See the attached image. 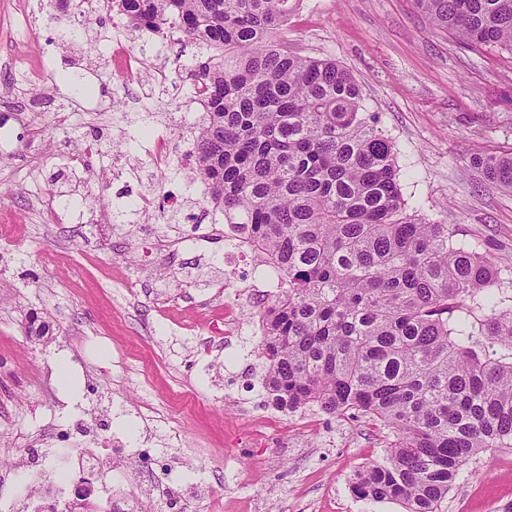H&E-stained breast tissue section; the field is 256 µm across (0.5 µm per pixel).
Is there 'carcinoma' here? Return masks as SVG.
<instances>
[{"label": "carcinoma", "mask_w": 512, "mask_h": 512, "mask_svg": "<svg viewBox=\"0 0 512 512\" xmlns=\"http://www.w3.org/2000/svg\"><path fill=\"white\" fill-rule=\"evenodd\" d=\"M299 0H114L133 30L173 21L209 54L195 172L281 281L255 356L276 409L318 407L392 435L354 495L439 512L460 471L512 449V297L447 224L408 214L393 142L351 71L271 34ZM471 50L512 53V0H416ZM473 164L512 192V152Z\"/></svg>", "instance_id": "1"}]
</instances>
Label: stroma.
<instances>
[{
	"label": "stroma",
	"instance_id": "35a3bbf8",
	"mask_svg": "<svg viewBox=\"0 0 512 512\" xmlns=\"http://www.w3.org/2000/svg\"><path fill=\"white\" fill-rule=\"evenodd\" d=\"M100 5L74 28L56 0H0V457L46 451L51 428L97 404L95 434L110 437L115 490L127 448L155 449L162 481L195 485L183 512H402L354 496L355 471L378 459L386 433L365 420L313 411L283 414L260 436L271 408L250 369L258 335L224 333L225 244L208 224L141 213V195L181 197L192 209L205 183L184 168L189 130L169 117L191 96L208 58L184 34L141 71H115ZM75 41L62 45L61 33ZM283 40L289 52L331 58L355 76L367 112L395 143L410 210L448 221L455 240L495 263L512 294V193L473 166L474 155L512 149V54L475 53L434 29L415 0H301ZM177 75L161 83L157 72ZM40 73L34 86L23 75ZM85 93L66 125L59 102ZM175 158L152 171L151 132ZM93 146L92 171L68 156ZM111 212L126 233L97 221ZM242 298L261 308L278 279L259 259L237 267ZM50 333L30 336V321ZM70 363L60 382L57 357ZM32 394L27 407L18 398ZM512 504V449L461 471L441 512H502Z\"/></svg>",
	"mask_w": 512,
	"mask_h": 512
}]
</instances>
